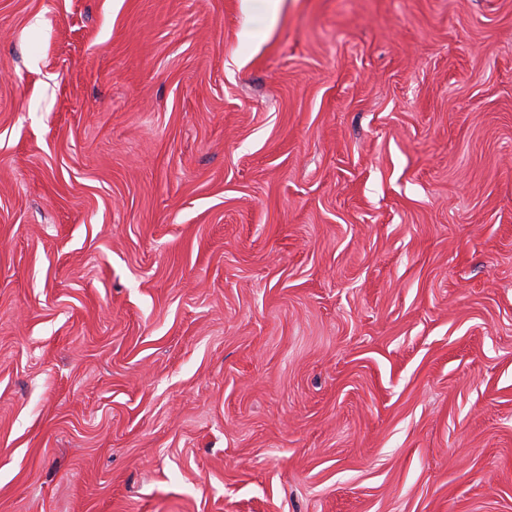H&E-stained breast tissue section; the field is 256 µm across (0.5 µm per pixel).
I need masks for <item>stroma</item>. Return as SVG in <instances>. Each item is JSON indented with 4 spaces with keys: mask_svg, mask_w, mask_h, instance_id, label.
Here are the masks:
<instances>
[{
    "mask_svg": "<svg viewBox=\"0 0 512 512\" xmlns=\"http://www.w3.org/2000/svg\"><path fill=\"white\" fill-rule=\"evenodd\" d=\"M0 512H512V0H0Z\"/></svg>",
    "mask_w": 512,
    "mask_h": 512,
    "instance_id": "1",
    "label": "stroma"
}]
</instances>
